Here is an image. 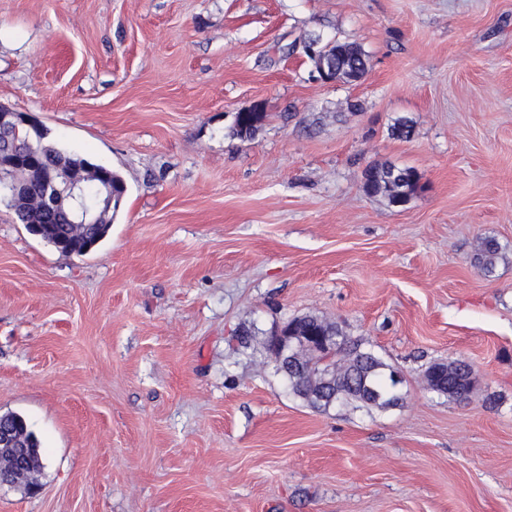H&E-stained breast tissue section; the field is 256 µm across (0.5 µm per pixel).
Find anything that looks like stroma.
Here are the masks:
<instances>
[{"label":"stroma","mask_w":512,"mask_h":512,"mask_svg":"<svg viewBox=\"0 0 512 512\" xmlns=\"http://www.w3.org/2000/svg\"><path fill=\"white\" fill-rule=\"evenodd\" d=\"M317 35L367 75L314 80ZM0 104L127 184L82 257L0 204V414L44 462L0 512H512V0H0ZM384 162L406 207L362 189ZM308 313L402 402L288 396L267 338ZM454 360L466 403L424 381ZM328 56L326 79L336 82H358L370 69V56L361 45L347 41L322 42ZM394 168L396 169L397 178L406 180V182L402 185L401 190L405 196L403 203L408 204L417 189L418 183L417 173L411 167L397 166L392 163L374 164L370 166L365 172L363 191L369 196L381 197L385 199L388 205L392 207H403L391 205L386 198L384 177L385 174H391L392 169ZM500 243L493 237H487L482 241L479 252L474 257V263L483 272L491 273L497 258L501 253ZM444 379L445 387L438 393L446 394L457 402L469 401L473 389L472 369L464 361L436 362L425 372L427 385L431 388L434 374Z\"/></svg>","instance_id":"35a3bbf8"}]
</instances>
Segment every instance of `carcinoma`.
<instances>
[{"instance_id":"carcinoma-1","label":"carcinoma","mask_w":512,"mask_h":512,"mask_svg":"<svg viewBox=\"0 0 512 512\" xmlns=\"http://www.w3.org/2000/svg\"><path fill=\"white\" fill-rule=\"evenodd\" d=\"M328 56L326 79L336 82H358L370 69V56L361 45L347 41L322 43ZM47 130L33 125L18 130L0 132V150H19L33 155L43 165L66 167L82 165L86 160L67 153L47 141ZM396 172L404 181L402 191L405 201H410L417 189L416 171L407 166L381 163L370 166L365 172L363 191L372 197L386 198L385 175ZM13 178L26 185L25 196L15 202L6 201L16 219L27 225L30 232L45 243L58 247L60 239L72 236L65 223L58 222L35 203L43 192V184L26 169L14 172ZM110 225H93L84 229L81 238L75 240L71 254L81 257L96 247L107 235ZM501 253L500 243L493 237L482 241L474 263L483 272L490 273ZM305 329L336 337L335 347L325 352L318 348H303L299 360L288 366V393L305 400L310 406L323 411L336 404L357 403L362 406H389L397 400L399 383L394 371L373 351L351 340L338 325L309 314L299 318ZM444 379L441 393L457 402L469 401L473 389L472 369L464 361L436 362L425 372L426 382L433 375Z\"/></svg>"}]
</instances>
